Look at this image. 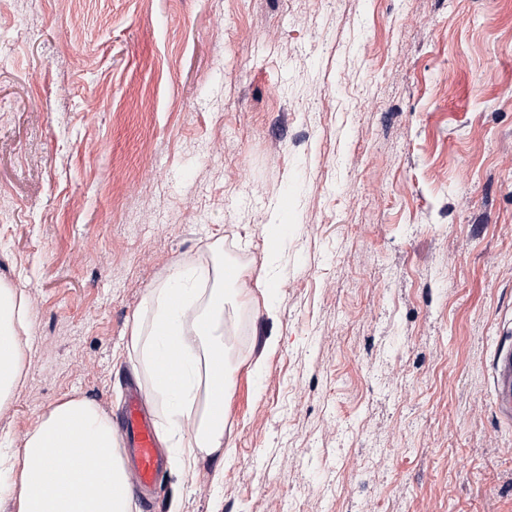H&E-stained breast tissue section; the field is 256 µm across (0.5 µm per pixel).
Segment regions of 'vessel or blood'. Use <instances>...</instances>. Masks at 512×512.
<instances>
[{"mask_svg": "<svg viewBox=\"0 0 512 512\" xmlns=\"http://www.w3.org/2000/svg\"><path fill=\"white\" fill-rule=\"evenodd\" d=\"M496 408L512 421V336H506L489 363ZM118 435L124 442L130 483L137 491L152 489L167 461L157 446L153 417L147 412L141 392H129L118 413Z\"/></svg>", "mask_w": 512, "mask_h": 512, "instance_id": "obj_1", "label": "vessel or blood"}]
</instances>
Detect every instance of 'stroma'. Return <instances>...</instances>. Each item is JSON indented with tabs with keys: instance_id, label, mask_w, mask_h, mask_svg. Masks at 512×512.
Returning <instances> with one entry per match:
<instances>
[{
	"instance_id": "1",
	"label": "stroma",
	"mask_w": 512,
	"mask_h": 512,
	"mask_svg": "<svg viewBox=\"0 0 512 512\" xmlns=\"http://www.w3.org/2000/svg\"><path fill=\"white\" fill-rule=\"evenodd\" d=\"M218 244L280 286L238 315L224 455L132 512H512V0H0V439L115 415L148 289ZM27 300L13 288L0 285V406L12 395L22 375L20 332L28 323ZM509 325L510 321L507 323V336L490 360L489 374L497 411L512 421V328Z\"/></svg>"
}]
</instances>
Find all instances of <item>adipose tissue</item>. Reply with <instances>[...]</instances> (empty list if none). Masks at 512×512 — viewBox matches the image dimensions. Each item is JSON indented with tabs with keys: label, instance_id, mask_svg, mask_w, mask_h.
Returning <instances> with one entry per match:
<instances>
[{
	"label": "adipose tissue",
	"instance_id": "adipose-tissue-1",
	"mask_svg": "<svg viewBox=\"0 0 512 512\" xmlns=\"http://www.w3.org/2000/svg\"><path fill=\"white\" fill-rule=\"evenodd\" d=\"M247 296L241 279L225 282L223 262L179 268L149 289L133 320V367L148 374L147 401L164 412L160 441L180 469L224 447V385L234 371L225 338ZM27 309L24 296L0 285V404L20 383ZM174 348L180 356L170 381L161 368ZM0 467L12 475L0 493L13 497L16 512H131L120 442L94 400L51 407L22 447L0 453Z\"/></svg>",
	"mask_w": 512,
	"mask_h": 512
}]
</instances>
